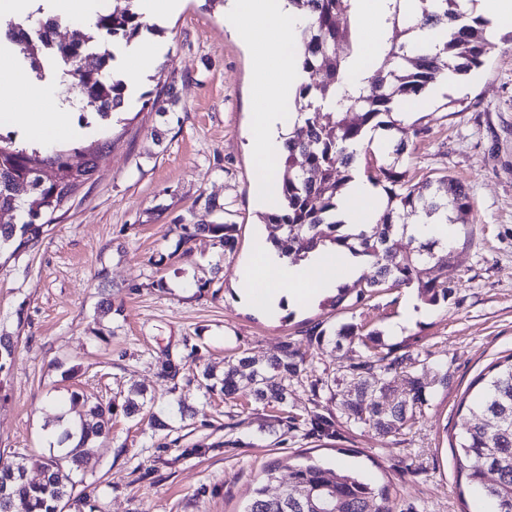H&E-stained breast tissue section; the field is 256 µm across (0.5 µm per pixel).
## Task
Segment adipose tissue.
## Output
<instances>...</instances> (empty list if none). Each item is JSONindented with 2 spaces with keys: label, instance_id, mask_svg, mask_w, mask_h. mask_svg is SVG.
Instances as JSON below:
<instances>
[{
  "label": "adipose tissue",
  "instance_id": "adipose-tissue-1",
  "mask_svg": "<svg viewBox=\"0 0 512 512\" xmlns=\"http://www.w3.org/2000/svg\"><path fill=\"white\" fill-rule=\"evenodd\" d=\"M358 7L366 39L350 63L357 80L368 73L370 62L383 57L387 47L380 28L385 0H358ZM230 21L255 59L251 108L256 199L263 210L274 213L283 204L279 172L285 135L302 120L293 106L297 86L305 79L298 42L301 17L287 0H232ZM57 101V87L27 83L11 45L0 41V126L20 128L28 140L47 148L79 136L80 127ZM383 209L376 187L358 172L341 197L336 216L348 224H373ZM364 269V259L347 252H314L294 264L261 237L254 244L252 261L241 265L237 276L244 299L273 315L281 304L306 305L335 294L340 284L359 277Z\"/></svg>",
  "mask_w": 512,
  "mask_h": 512
}]
</instances>
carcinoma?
<instances>
[{
	"mask_svg": "<svg viewBox=\"0 0 512 512\" xmlns=\"http://www.w3.org/2000/svg\"><path fill=\"white\" fill-rule=\"evenodd\" d=\"M124 2L125 7L98 15L94 32L82 43L64 44L41 35L34 39L24 22L11 19L5 22V32L30 69L40 72L43 61L56 62L60 78L71 83L84 106L105 120L127 103V85L114 72L115 50L122 43L130 44L146 26L142 14L134 10L133 0ZM345 2L288 0L308 20L299 38L302 69L308 80L296 92L306 100V112L303 122L285 140L280 183L284 205L263 220L280 231L273 241L287 257L297 259L326 243L367 257L374 274H363L340 286L330 298L336 307L346 302L352 307L360 305L381 288H415L423 303L436 306L448 300L452 284L451 265L434 261L439 243L420 241L413 250L398 254L392 241L398 233H406L408 224L418 217L430 219L449 211V222L464 221L473 209L464 186L448 176L435 181L436 187L431 180L410 184L401 167L407 144L400 139L390 144L384 156L364 153L367 179L382 186L387 197L376 223L358 230L353 224L337 221V199L353 179L356 147L368 132L400 128L396 100L419 98L454 61L457 72L484 65L492 49L485 35L487 21L480 16L465 21L460 0H420L421 13L416 18L401 12L400 0H389L386 23L394 36L379 66L355 91L350 89L347 61L331 52L338 41L352 42L350 29L336 23ZM425 27L450 28L448 41L434 53L413 54L409 35ZM317 73L321 74L318 83L313 81ZM326 107L335 115L328 124L320 121ZM107 147L108 142L96 141L44 155L37 149L18 147L10 133L0 134V214L11 218L0 223V256L13 258L41 245L49 224L92 178L97 159ZM74 154L83 156V162L73 163ZM298 155L305 159L306 167L301 170L294 167ZM168 232L178 236V247L199 236L211 238L229 253L237 246L234 224H185L179 220ZM343 340L365 351L364 359L350 366L353 395L341 402L346 420L371 425L384 435L411 428L417 409L425 402L423 386L411 375L407 394L399 396L394 389L398 371L407 368L411 358L395 354L383 343L380 332L361 322L342 326L335 345ZM298 368V351L287 341L262 363L241 354L224 361L223 375L205 368L200 380L226 399L245 394L256 403L280 406L288 402V379ZM473 384L477 391L461 400L468 418L457 440V466L469 482L481 487L487 472H495L496 482L485 494L497 512H512V355L487 367ZM72 400L82 402L83 412L76 419L59 416L56 422L63 427L60 441L75 436L77 443L56 452L0 460V512H63L73 499L75 481L70 474L81 470L96 450L98 439L108 435L114 404L92 402L78 392L72 394ZM310 425L309 433L318 439L336 437L330 419L315 415ZM31 470L39 472V479L29 477ZM291 484L302 490L299 501L287 503L278 496L270 497L261 487L243 512H390L389 485L376 486L315 462L294 466Z\"/></svg>",
	"mask_w": 512,
	"mask_h": 512,
	"instance_id": "obj_1",
	"label": "carcinoma"
}]
</instances>
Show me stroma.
I'll return each instance as SVG.
<instances>
[{"instance_id":"obj_1","label":"stroma","mask_w":512,"mask_h":512,"mask_svg":"<svg viewBox=\"0 0 512 512\" xmlns=\"http://www.w3.org/2000/svg\"><path fill=\"white\" fill-rule=\"evenodd\" d=\"M229 9L228 0H183L179 13L142 30L161 53L137 90L173 77L167 113L144 109L138 96L120 120L97 122V140L110 147L93 178L38 251L0 267V336L17 339L0 373V456L44 452L55 406L80 410L72 392L109 403L142 387L160 426L116 412L80 471L99 512H242L268 465L285 484L290 466L309 460L390 484L393 512H476L484 491L460 476L451 443L470 384L512 354V34L491 29L485 66L448 87L430 84L399 131L409 178L451 176L473 201L454 226L447 302L430 306L402 288L352 310L317 302L270 318L237 297L236 271L272 227L254 194L253 60L226 23ZM419 126L429 134L415 136ZM209 200L216 210L206 209ZM177 219L235 224L236 250L199 238L191 256L175 254L165 230ZM214 274L219 289L198 290ZM105 298L114 312L102 318ZM409 310L415 320L401 325ZM350 322L411 356L397 388L419 376L426 402L406 434L346 423L340 402L360 349L317 343L309 330ZM286 341L301 364L287 406L297 423L285 436L266 430L274 409L224 400L194 379L207 366L222 372L226 355L261 361ZM172 367L177 377L168 376ZM439 370L447 384L437 382ZM330 377L335 388L321 387ZM316 413L335 421L336 437L308 436Z\"/></svg>"}]
</instances>
